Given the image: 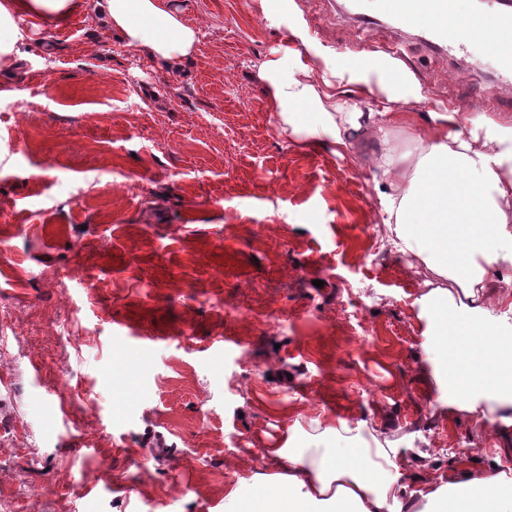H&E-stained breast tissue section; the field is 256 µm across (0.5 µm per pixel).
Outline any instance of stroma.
<instances>
[{
  "label": "stroma",
  "instance_id": "obj_1",
  "mask_svg": "<svg viewBox=\"0 0 512 512\" xmlns=\"http://www.w3.org/2000/svg\"><path fill=\"white\" fill-rule=\"evenodd\" d=\"M170 2L198 34L174 67L82 11L15 17L0 58V512H234L278 471L265 448L340 420L389 441L417 503L464 470L512 478V418L434 380L430 274L386 242L380 142H291L260 76L295 66L293 31L358 71L391 33L342 21L347 0ZM399 38L404 146L451 103L503 110L486 52L447 65Z\"/></svg>",
  "mask_w": 512,
  "mask_h": 512
}]
</instances>
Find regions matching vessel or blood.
Returning a JSON list of instances; mask_svg holds the SVG:
<instances>
[{"mask_svg": "<svg viewBox=\"0 0 512 512\" xmlns=\"http://www.w3.org/2000/svg\"><path fill=\"white\" fill-rule=\"evenodd\" d=\"M371 13H363L361 0H350L359 25L386 20L399 31H419L432 53L443 58L471 53L491 40L512 42V8L503 0H490L481 10L473 0H374ZM493 93L512 104V53L497 56Z\"/></svg>", "mask_w": 512, "mask_h": 512, "instance_id": "vessel-or-blood-1", "label": "vessel or blood"}]
</instances>
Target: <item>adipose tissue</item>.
Masks as SVG:
<instances>
[{"instance_id": "adipose-tissue-1", "label": "adipose tissue", "mask_w": 512, "mask_h": 512, "mask_svg": "<svg viewBox=\"0 0 512 512\" xmlns=\"http://www.w3.org/2000/svg\"><path fill=\"white\" fill-rule=\"evenodd\" d=\"M79 9L99 15L146 56L174 65L189 57L197 34L170 11L167 0H0V28L19 14L61 22ZM280 130L332 152L350 151L364 132L380 140L374 160L381 219L390 244L418 259L437 279L419 303L432 323L425 345L435 355V379L449 398L486 420L512 411V326L492 321L493 308L512 313V126L484 117L473 128L458 113L432 112L415 146L391 137L394 115L361 112L346 85L358 73L336 68L328 56L285 70L262 69ZM314 104L313 122L295 107ZM486 408H477L473 393ZM347 422L313 436L311 445L267 449L280 473L259 474L237 512H512V479L498 468L449 478L426 496L422 509L407 503L403 485L383 479L391 446L355 440Z\"/></svg>"}]
</instances>
